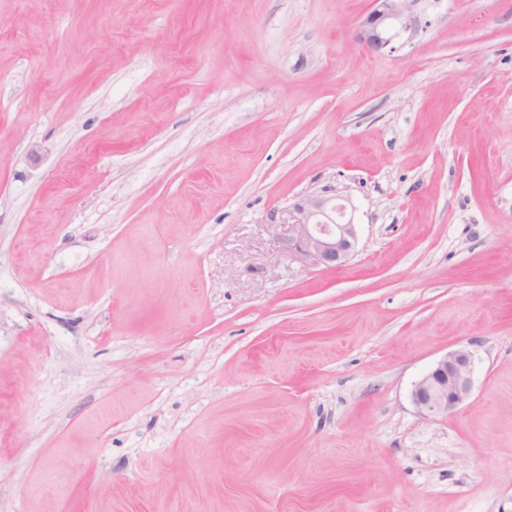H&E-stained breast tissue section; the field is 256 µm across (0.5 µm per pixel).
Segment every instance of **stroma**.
I'll list each match as a JSON object with an SVG mask.
<instances>
[{
	"mask_svg": "<svg viewBox=\"0 0 512 512\" xmlns=\"http://www.w3.org/2000/svg\"><path fill=\"white\" fill-rule=\"evenodd\" d=\"M373 7L0 0V512H512V0ZM415 0H375L376 7L359 23L355 39L369 53H381L391 44L396 27L412 29L414 20L409 2ZM336 194L307 195L288 210L292 234L283 248L305 266L338 269L346 265L357 246V224ZM472 354L465 348L448 352L415 383L411 398L425 416L457 410L472 393Z\"/></svg>",
	"mask_w": 512,
	"mask_h": 512,
	"instance_id": "obj_1",
	"label": "stroma"
}]
</instances>
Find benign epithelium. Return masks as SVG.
I'll use <instances>...</instances> for the list:
<instances>
[{"instance_id": "obj_1", "label": "benign epithelium", "mask_w": 512, "mask_h": 512, "mask_svg": "<svg viewBox=\"0 0 512 512\" xmlns=\"http://www.w3.org/2000/svg\"><path fill=\"white\" fill-rule=\"evenodd\" d=\"M411 0H375V8L359 23L355 39L369 53L387 49L396 27L412 29ZM292 234L283 248L305 266L338 269L355 251L358 237L347 205L334 194H311L288 210ZM472 354L465 348L448 352L415 383L411 398L425 416L457 410L472 393Z\"/></svg>"}]
</instances>
